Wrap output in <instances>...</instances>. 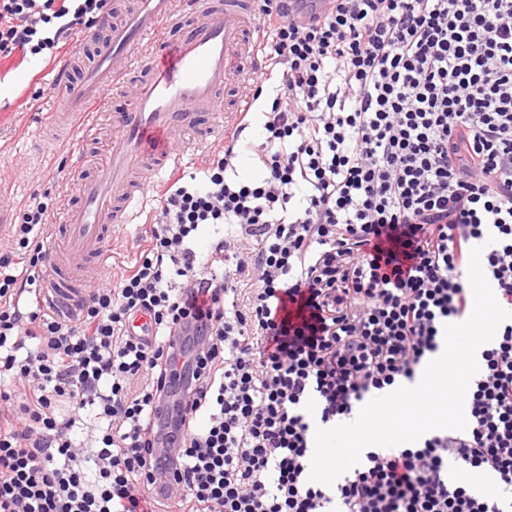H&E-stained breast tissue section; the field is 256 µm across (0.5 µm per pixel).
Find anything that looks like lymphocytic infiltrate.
I'll use <instances>...</instances> for the list:
<instances>
[{"label":"lymphocytic infiltrate","instance_id":"obj_1","mask_svg":"<svg viewBox=\"0 0 512 512\" xmlns=\"http://www.w3.org/2000/svg\"><path fill=\"white\" fill-rule=\"evenodd\" d=\"M257 9L261 179L239 178L234 137L170 175L134 266L65 310L39 288L53 215L24 205L22 269L0 255V512H512V323L482 352L466 430L368 452L333 491L305 478L302 410L314 399L326 424L413 380L468 316L476 242L512 305V0ZM113 16L0 0V63L58 57ZM452 465L495 482L474 493Z\"/></svg>","mask_w":512,"mask_h":512}]
</instances>
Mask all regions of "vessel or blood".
<instances>
[{"label":"vessel or blood","mask_w":512,"mask_h":512,"mask_svg":"<svg viewBox=\"0 0 512 512\" xmlns=\"http://www.w3.org/2000/svg\"><path fill=\"white\" fill-rule=\"evenodd\" d=\"M256 0H136L113 19L94 54L75 43L59 66L61 89L50 124L70 129L71 141L95 138V111L114 91L134 86L103 159L79 175V199L64 203L52 229L61 244L49 281L58 296L104 278L109 241L118 225L133 223L138 200L153 194L162 174L180 170L186 147L176 133L202 111L231 112L227 88L248 91L247 65L262 40Z\"/></svg>","instance_id":"1"}]
</instances>
